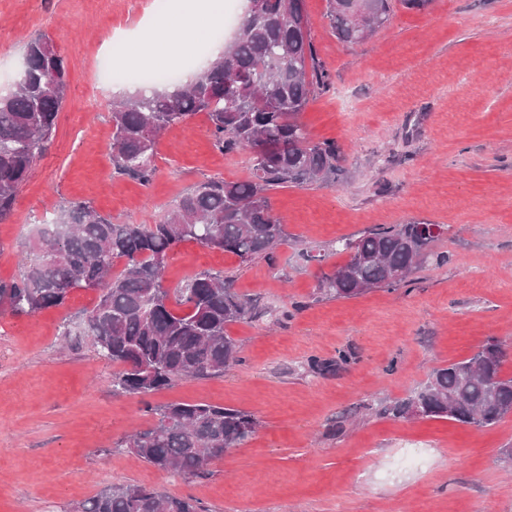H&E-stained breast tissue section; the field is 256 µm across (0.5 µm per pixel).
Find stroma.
<instances>
[{"mask_svg":"<svg viewBox=\"0 0 512 512\" xmlns=\"http://www.w3.org/2000/svg\"><path fill=\"white\" fill-rule=\"evenodd\" d=\"M305 4L330 85L300 120L312 141L339 144L341 179L271 191L288 233L275 264L193 241L165 263L167 288L221 271L255 304L257 317L227 328L241 363L129 395L113 390V368L89 340L63 333L97 291L74 289L33 315L0 313V512H72L111 484L191 497L206 512H512V470L498 459L512 448V415L476 428L380 412L488 337L512 341V0H430L421 10L392 0L385 25L357 43L333 34L328 0ZM155 18L151 0H0V81L44 33L69 82L53 142L0 221V280L20 277L35 219L70 203L150 224L199 181L249 177L251 151L223 152L203 112L163 134L149 183L115 173L113 83L101 64L119 39L125 66ZM411 219L440 225L434 249L447 265L425 264L394 291L336 299L320 290L347 260L337 239ZM289 307L292 317L276 322ZM341 351L349 365L309 372L310 358ZM169 402L244 410L258 427L187 480L121 446L152 423L146 404ZM412 446L427 450L421 467L402 464Z\"/></svg>","mask_w":512,"mask_h":512,"instance_id":"1","label":"stroma"}]
</instances>
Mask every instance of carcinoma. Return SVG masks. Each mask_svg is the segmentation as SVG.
Instances as JSON below:
<instances>
[{
	"label": "carcinoma",
	"instance_id": "cac0c4a2",
	"mask_svg": "<svg viewBox=\"0 0 512 512\" xmlns=\"http://www.w3.org/2000/svg\"><path fill=\"white\" fill-rule=\"evenodd\" d=\"M251 7L224 50L184 84L138 90L112 103L110 151L115 170L142 183L155 171L158 138L166 128L207 113L216 145L225 152L251 149L245 181L210 179L181 195L154 224H114L84 202H74L39 232L34 258L23 275L0 282V306L31 315L65 304L72 290L99 292L83 317V335L98 356L118 367L112 386L147 396L186 378L224 373L240 361L227 326L252 317L253 307L233 291L221 271H202L183 286L163 285L168 253L184 241L232 253L241 262H274L287 232L269 193L286 186L336 180L341 147L313 142L300 116L309 99L327 87L305 0H246ZM391 0H329L336 38L364 40L388 21ZM26 67L0 93V221L10 215L22 184L46 150L67 97L65 58L47 36L31 39ZM427 222L378 225L338 242L348 260L327 274L322 290L354 298L405 283L427 262L448 264L433 250L438 236ZM123 268L112 273L118 262ZM310 359L324 375L349 362ZM501 341L489 337L479 351L434 369L405 399L382 408L394 419H449L484 428L512 414V375L503 374ZM154 423L124 440L143 462L184 478L205 472L210 461L238 448L256 431L246 411L212 403L147 405ZM75 512H205L191 497L118 484L101 489Z\"/></svg>",
	"mask_w": 512,
	"mask_h": 512
}]
</instances>
